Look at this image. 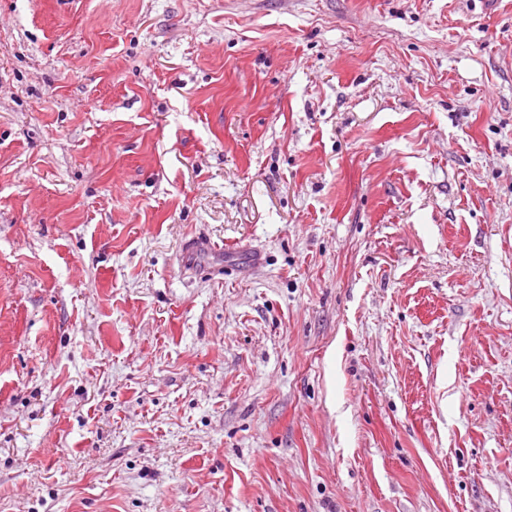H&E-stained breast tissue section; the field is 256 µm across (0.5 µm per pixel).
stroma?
<instances>
[{
	"label": "stroma",
	"mask_w": 512,
	"mask_h": 512,
	"mask_svg": "<svg viewBox=\"0 0 512 512\" xmlns=\"http://www.w3.org/2000/svg\"><path fill=\"white\" fill-rule=\"evenodd\" d=\"M0 512H512V0H0Z\"/></svg>",
	"instance_id": "stroma-1"
}]
</instances>
